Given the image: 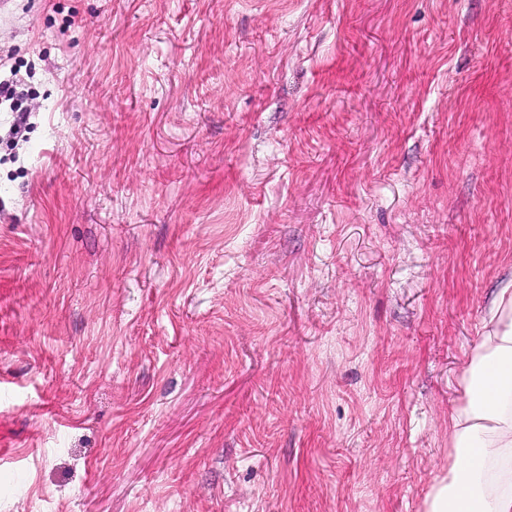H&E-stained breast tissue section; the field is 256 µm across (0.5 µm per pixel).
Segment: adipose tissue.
Masks as SVG:
<instances>
[{"instance_id":"adipose-tissue-1","label":"adipose tissue","mask_w":512,"mask_h":512,"mask_svg":"<svg viewBox=\"0 0 512 512\" xmlns=\"http://www.w3.org/2000/svg\"><path fill=\"white\" fill-rule=\"evenodd\" d=\"M450 414L448 475L426 512H512V279L496 288Z\"/></svg>"}]
</instances>
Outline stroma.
Wrapping results in <instances>:
<instances>
[{"mask_svg": "<svg viewBox=\"0 0 512 512\" xmlns=\"http://www.w3.org/2000/svg\"><path fill=\"white\" fill-rule=\"evenodd\" d=\"M0 512H425L512 278V0H12Z\"/></svg>", "mask_w": 512, "mask_h": 512, "instance_id": "stroma-1", "label": "stroma"}]
</instances>
